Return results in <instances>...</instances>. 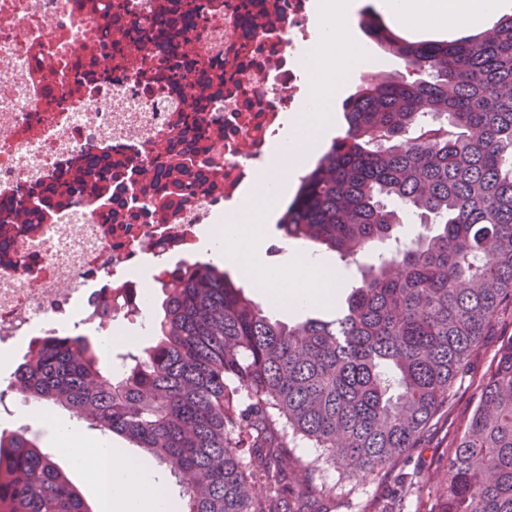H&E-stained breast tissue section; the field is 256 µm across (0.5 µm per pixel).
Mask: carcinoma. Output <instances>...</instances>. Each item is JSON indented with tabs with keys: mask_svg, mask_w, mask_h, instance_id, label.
I'll return each mask as SVG.
<instances>
[{
	"mask_svg": "<svg viewBox=\"0 0 512 512\" xmlns=\"http://www.w3.org/2000/svg\"><path fill=\"white\" fill-rule=\"evenodd\" d=\"M368 38L403 60L345 100L346 129L279 221L287 239L346 263L426 233L360 268L347 307L286 323L217 266L166 288L157 337L104 375L88 335L45 340L14 372L44 405L118 435L169 468L186 512H336L332 489L296 487L290 440L364 481L413 447L455 378L512 305V15L480 37L403 41L376 15ZM445 491L424 512H512V340L449 445ZM0 512H95L36 441L0 433Z\"/></svg>",
	"mask_w": 512,
	"mask_h": 512,
	"instance_id": "carcinoma-1",
	"label": "carcinoma"
}]
</instances>
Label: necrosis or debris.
Segmentation results:
<instances>
[{"mask_svg": "<svg viewBox=\"0 0 512 512\" xmlns=\"http://www.w3.org/2000/svg\"><path fill=\"white\" fill-rule=\"evenodd\" d=\"M311 0H0V348L142 318L260 187Z\"/></svg>", "mask_w": 512, "mask_h": 512, "instance_id": "4bbe7bcc", "label": "necrosis or debris"}]
</instances>
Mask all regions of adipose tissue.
<instances>
[{"label": "adipose tissue", "mask_w": 512, "mask_h": 512, "mask_svg": "<svg viewBox=\"0 0 512 512\" xmlns=\"http://www.w3.org/2000/svg\"><path fill=\"white\" fill-rule=\"evenodd\" d=\"M384 15L414 29L437 27L452 31L490 25L506 8V0H376ZM49 441L64 452L72 465L87 456L101 463L99 477L91 486L99 497L100 512H175L169 494L154 467L113 447L102 437L87 439L82 425L70 417H57Z\"/></svg>", "instance_id": "ef3b65f1"}]
</instances>
